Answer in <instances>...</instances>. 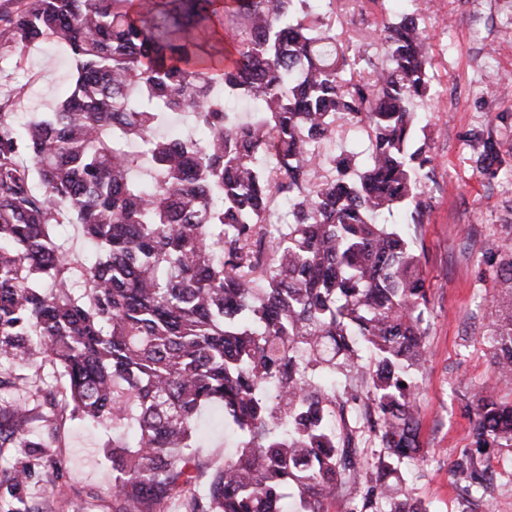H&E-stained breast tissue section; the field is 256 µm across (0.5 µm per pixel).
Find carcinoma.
<instances>
[{
	"instance_id": "carcinoma-1",
	"label": "carcinoma",
	"mask_w": 512,
	"mask_h": 512,
	"mask_svg": "<svg viewBox=\"0 0 512 512\" xmlns=\"http://www.w3.org/2000/svg\"><path fill=\"white\" fill-rule=\"evenodd\" d=\"M410 2L379 34L380 65L313 0H26L0 29L77 62L54 111L18 130L0 104V391L21 383L36 407L112 427L117 512H161L195 486L212 406L235 448L191 512L290 498L327 512L338 496L349 512H422L399 465L424 458L427 291L407 233L380 222L428 208L413 106L431 92L430 45ZM236 99L259 101L249 121ZM179 115L205 136L159 132ZM338 120L368 148L324 151ZM61 224L98 256L71 254ZM489 310L494 374L512 386V301ZM45 359L63 391L41 387ZM466 409L475 447L512 446V403L480 390ZM29 412L0 411V448L47 447L26 437ZM454 478L470 488L488 466L470 457Z\"/></svg>"
}]
</instances>
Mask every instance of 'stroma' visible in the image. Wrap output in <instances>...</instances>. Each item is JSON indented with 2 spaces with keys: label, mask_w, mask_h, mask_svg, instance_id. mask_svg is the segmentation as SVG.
I'll use <instances>...</instances> for the list:
<instances>
[{
  "label": "stroma",
  "mask_w": 512,
  "mask_h": 512,
  "mask_svg": "<svg viewBox=\"0 0 512 512\" xmlns=\"http://www.w3.org/2000/svg\"><path fill=\"white\" fill-rule=\"evenodd\" d=\"M424 23L432 56L433 95L416 102L425 115V136L434 157L424 184L430 210L411 226L429 297L426 346L430 359L418 376L423 462L403 466V487L427 512H512V447L476 451L469 436L465 398L483 390L512 401V388L493 371L488 307L504 295L498 274L512 255V0H426ZM406 0H335L327 13L344 37L369 43L373 61L384 57L374 29L406 10ZM71 57L52 41L18 48L0 43V101L19 97L17 117L48 112L74 77ZM499 165L486 171L475 160L484 140ZM220 408L201 416L202 462H223L233 449ZM25 430L52 446L30 456L0 449V512H61L64 503L85 512H114L112 465L104 457L110 431L73 418L48 435L37 416ZM482 454L490 464L487 489L465 491L453 479L465 457ZM28 461L31 477L20 492L3 482L5 472Z\"/></svg>",
  "instance_id": "1"
}]
</instances>
